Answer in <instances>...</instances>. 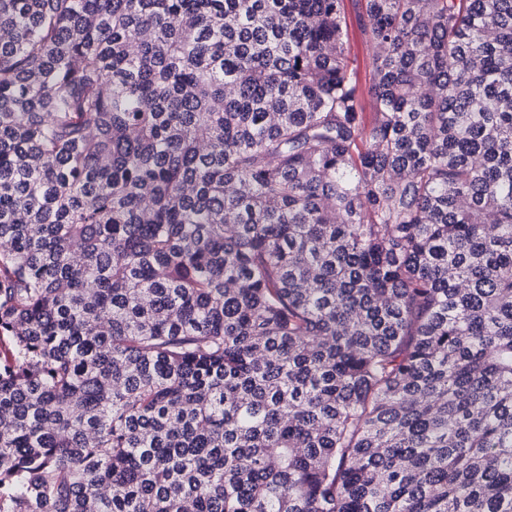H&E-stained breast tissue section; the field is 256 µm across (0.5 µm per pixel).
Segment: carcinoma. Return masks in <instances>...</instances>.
Masks as SVG:
<instances>
[{
  "label": "carcinoma",
  "instance_id": "obj_1",
  "mask_svg": "<svg viewBox=\"0 0 512 512\" xmlns=\"http://www.w3.org/2000/svg\"><path fill=\"white\" fill-rule=\"evenodd\" d=\"M361 9L0 0V512H512V0ZM360 0H343L349 34L350 57L353 67L362 83L369 76L375 49L366 43L360 32Z\"/></svg>",
  "mask_w": 512,
  "mask_h": 512
}]
</instances>
